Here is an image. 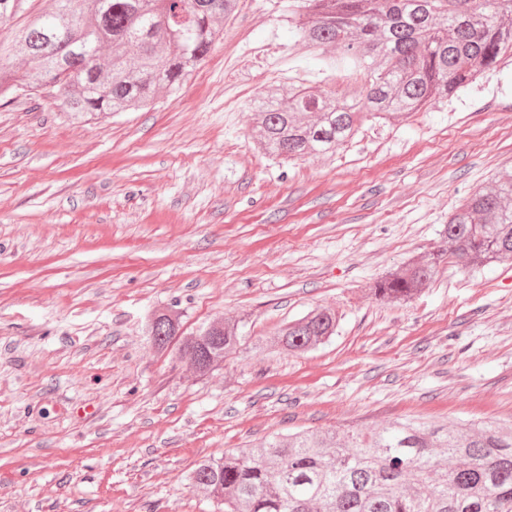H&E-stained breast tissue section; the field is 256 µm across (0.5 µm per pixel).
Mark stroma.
<instances>
[{"label": "stroma", "instance_id": "35a3bbf8", "mask_svg": "<svg viewBox=\"0 0 512 512\" xmlns=\"http://www.w3.org/2000/svg\"><path fill=\"white\" fill-rule=\"evenodd\" d=\"M287 3L242 0L146 108L0 99V512H218L195 463L277 433L512 424L511 264L443 267L406 303L366 290L512 166V70L280 162L256 145L253 100L346 75L302 47ZM318 306L335 336L272 346ZM158 309L187 335L234 321L241 343L199 375L152 347Z\"/></svg>", "mask_w": 512, "mask_h": 512}]
</instances>
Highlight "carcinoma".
<instances>
[{"label":"carcinoma","instance_id":"carcinoma-1","mask_svg":"<svg viewBox=\"0 0 512 512\" xmlns=\"http://www.w3.org/2000/svg\"><path fill=\"white\" fill-rule=\"evenodd\" d=\"M27 0H0V25ZM240 0H56L0 40V97L53 93L62 111L126 112L181 88L224 33ZM288 26L309 51L333 47L361 75L336 96L292 86L259 99L258 145L292 160L350 142L367 116L387 121L427 111L483 73L512 60V0H288ZM16 56L23 72L1 65ZM512 261V171L468 194L438 245L386 273L368 291L404 303L444 265L483 268ZM338 317L316 308L289 322L276 343L308 351L336 332ZM178 316L156 311L152 338L178 334ZM207 356L221 364L240 344L229 321ZM190 486L224 512H512V426L436 425L419 419L373 429L276 434L255 448L199 461Z\"/></svg>","mask_w":512,"mask_h":512}]
</instances>
